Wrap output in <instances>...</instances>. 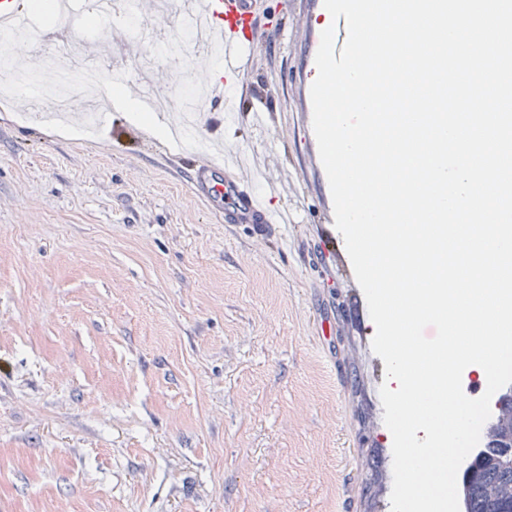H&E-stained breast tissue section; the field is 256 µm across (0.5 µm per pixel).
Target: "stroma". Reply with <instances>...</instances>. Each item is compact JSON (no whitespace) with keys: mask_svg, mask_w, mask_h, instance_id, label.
Masks as SVG:
<instances>
[{"mask_svg":"<svg viewBox=\"0 0 512 512\" xmlns=\"http://www.w3.org/2000/svg\"><path fill=\"white\" fill-rule=\"evenodd\" d=\"M140 10L98 63L187 110L200 50L177 10ZM257 10L271 38L235 54L206 132L287 215L266 237L215 216L150 124L45 128L0 96V512H380L391 494L371 327L322 245L323 0ZM70 38L37 32L22 68L76 70Z\"/></svg>","mask_w":512,"mask_h":512,"instance_id":"obj_1","label":"stroma"}]
</instances>
